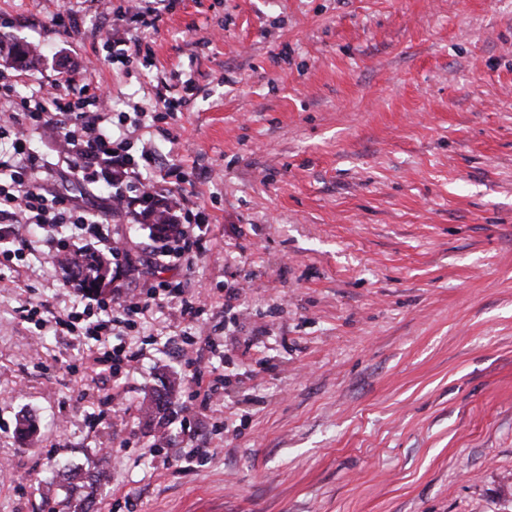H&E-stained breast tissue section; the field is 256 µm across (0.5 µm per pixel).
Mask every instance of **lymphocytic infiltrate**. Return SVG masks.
<instances>
[{
	"instance_id": "1",
	"label": "lymphocytic infiltrate",
	"mask_w": 512,
	"mask_h": 512,
	"mask_svg": "<svg viewBox=\"0 0 512 512\" xmlns=\"http://www.w3.org/2000/svg\"><path fill=\"white\" fill-rule=\"evenodd\" d=\"M11 100L9 111L0 113V266L12 268L14 261L34 254L32 242L21 241L13 232L14 225L25 224L35 230L65 227L72 236L91 232L98 224L97 216L73 205L47 184L49 166L40 163L28 145V134L62 131L59 156L67 168L90 178L105 165L123 168L131 177L129 191H115L111 196L114 210L148 202L154 197L153 177L129 152L132 132L125 121H114L109 110L86 111L85 106L97 101L89 86L79 92L55 84L38 88L31 96L19 98L10 81L0 82V98ZM179 232L164 237L157 257L168 266L188 267L202 254L203 228L207 218L199 206H183L175 218ZM181 284L159 282L139 295L114 298L112 303L98 302L96 308L70 307L56 315L61 331L73 336L86 347L91 365L118 371L141 355L140 350L114 346L103 352L97 345L106 341L119 328L135 326L145 312L178 304L187 322H194L203 311L202 305L184 297Z\"/></svg>"
}]
</instances>
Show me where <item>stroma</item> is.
I'll use <instances>...</instances> for the list:
<instances>
[{
	"mask_svg": "<svg viewBox=\"0 0 512 512\" xmlns=\"http://www.w3.org/2000/svg\"><path fill=\"white\" fill-rule=\"evenodd\" d=\"M103 25L141 55L117 60ZM0 41L40 54L1 76L98 87L140 120L159 199L185 188L208 219L192 270L154 263L111 170L70 173L57 134L31 146L100 219L75 249L123 243L113 291L209 289L212 327L149 311L110 339L139 362L96 376L53 320L85 297L20 261L0 279V512H48L62 465L109 471L89 512H512V0H0ZM200 354L224 378L204 409ZM168 380L170 421L147 422Z\"/></svg>",
	"mask_w": 512,
	"mask_h": 512,
	"instance_id": "35a3bbf8",
	"label": "stroma"
}]
</instances>
